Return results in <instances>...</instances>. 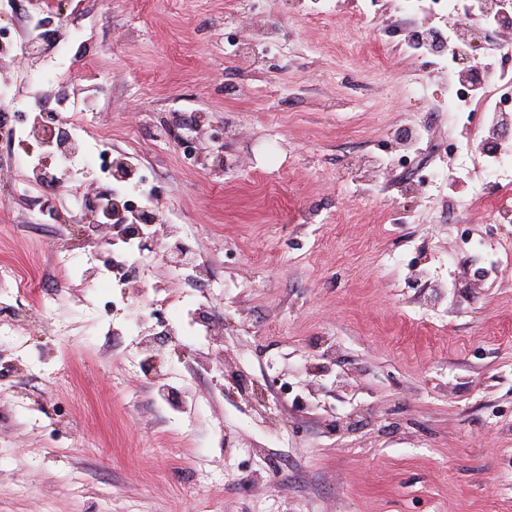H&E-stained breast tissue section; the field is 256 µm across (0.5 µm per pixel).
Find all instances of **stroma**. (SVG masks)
<instances>
[{"mask_svg":"<svg viewBox=\"0 0 512 512\" xmlns=\"http://www.w3.org/2000/svg\"><path fill=\"white\" fill-rule=\"evenodd\" d=\"M375 15L362 26L360 7ZM0 51V512H512V222L398 0H36ZM70 58L156 253L15 189ZM485 271L477 282L475 271Z\"/></svg>","mask_w":512,"mask_h":512,"instance_id":"35a3bbf8","label":"stroma"}]
</instances>
